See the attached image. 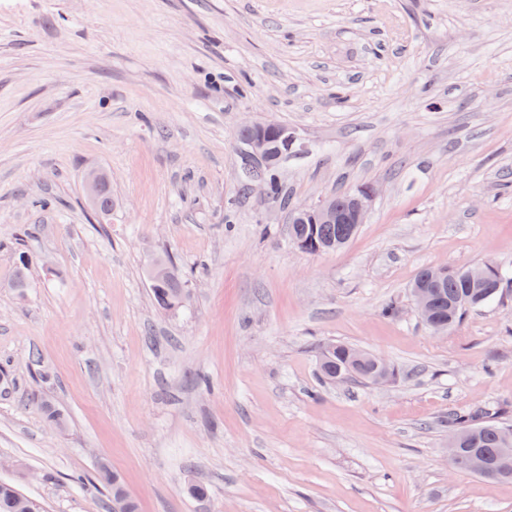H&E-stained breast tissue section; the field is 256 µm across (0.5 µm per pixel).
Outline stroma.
I'll list each match as a JSON object with an SVG mask.
<instances>
[{
  "mask_svg": "<svg viewBox=\"0 0 512 512\" xmlns=\"http://www.w3.org/2000/svg\"><path fill=\"white\" fill-rule=\"evenodd\" d=\"M247 118L302 134L291 200L376 186L344 249L242 196ZM486 261L512 268V0H0V480L47 512H107L102 463L137 512H512L445 425L512 403V290L440 336L410 296ZM332 342L396 379L321 386ZM155 263L166 267V275L162 278H154L153 269L149 270V287L155 304L162 310L175 311L181 306L178 304V294L184 288V282L169 259H159Z\"/></svg>",
  "mask_w": 512,
  "mask_h": 512,
  "instance_id": "1",
  "label": "stroma"
}]
</instances>
